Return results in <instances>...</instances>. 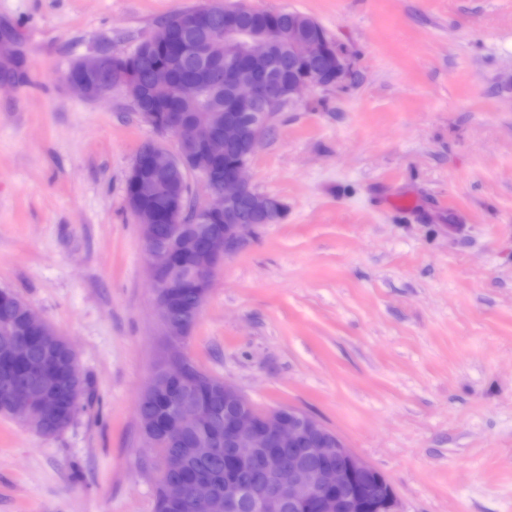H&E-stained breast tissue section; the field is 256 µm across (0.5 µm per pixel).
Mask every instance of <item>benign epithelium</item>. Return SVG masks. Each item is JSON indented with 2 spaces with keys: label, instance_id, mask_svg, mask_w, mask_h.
Masks as SVG:
<instances>
[{
  "label": "benign epithelium",
  "instance_id": "1",
  "mask_svg": "<svg viewBox=\"0 0 512 512\" xmlns=\"http://www.w3.org/2000/svg\"><path fill=\"white\" fill-rule=\"evenodd\" d=\"M243 33L240 14L236 10L224 13V57L214 55L213 44L197 41L188 44L190 52L218 71L233 67L239 56H249L270 63L273 40L269 32L252 31L248 39ZM295 53L305 65L297 76L281 83L270 74L263 84L250 78H239L233 87L234 111L224 113V131L184 136L185 120L180 112L162 109L141 112L139 117L160 135L176 139L171 152L158 145L136 154L128 177L142 178L143 171L171 176L177 166L194 153L204 159L236 153L239 160L224 168V184L207 193L208 200L200 204L202 219L211 225L207 245L192 257L191 274L179 277L182 252L192 245L190 230L181 223L180 214L173 217L174 234L159 245L156 226L136 212L138 197L132 196L127 206L140 226L144 250L149 258L148 272L155 291L161 326L171 325V301L167 293L172 288H199L197 310H202L217 270L224 260L240 252L264 224L279 222L283 207L273 197L257 192L247 171L251 160L264 139V131L278 110L297 101L310 87H325L339 82L347 73L344 51L330 38L323 26L310 16L293 32ZM112 70V52L102 50L91 58L75 61L66 71L64 81L82 97L98 99L121 85L130 94L131 84L122 76L114 82L108 76ZM26 323L34 337L47 334L51 326L32 308L25 311ZM184 352L168 354L162 371L168 379H182ZM19 416L34 426L54 427L64 416L68 405L45 393L35 394L31 388L17 392ZM211 407L201 400L179 406L173 413L181 428L195 430L209 420ZM224 443L239 467L265 460L270 475L268 489L262 493L234 481L224 482V499L216 498L211 485L197 482L192 493L196 512H237L240 504L253 500L260 512H279L283 503L303 507L309 512H400L396 494L387 480L374 467L354 454L333 431L309 413L290 408L260 410L234 384L224 382ZM216 438L208 436L194 440L193 451L207 457L215 451ZM288 451V473L280 472L281 457L277 449Z\"/></svg>",
  "mask_w": 512,
  "mask_h": 512
}]
</instances>
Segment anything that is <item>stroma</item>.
Segmentation results:
<instances>
[{"label":"stroma","mask_w":512,"mask_h":512,"mask_svg":"<svg viewBox=\"0 0 512 512\" xmlns=\"http://www.w3.org/2000/svg\"><path fill=\"white\" fill-rule=\"evenodd\" d=\"M207 0H0V289L76 348L84 409L0 414V512H154L137 418L164 348L122 88L62 75ZM314 17L350 74L273 123L249 167L285 214L225 261L184 343L261 409L319 419L401 512H512V0H247ZM402 197L408 209L393 206Z\"/></svg>","instance_id":"obj_1"}]
</instances>
